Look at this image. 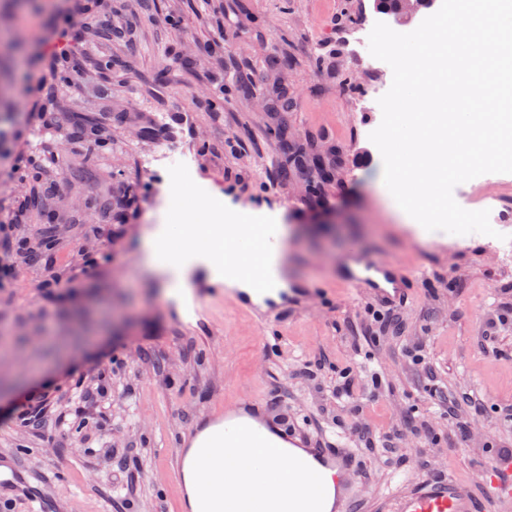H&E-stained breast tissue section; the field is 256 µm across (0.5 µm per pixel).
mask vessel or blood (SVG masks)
<instances>
[{
    "label": "vessel or blood",
    "instance_id": "b4317fda",
    "mask_svg": "<svg viewBox=\"0 0 512 512\" xmlns=\"http://www.w3.org/2000/svg\"><path fill=\"white\" fill-rule=\"evenodd\" d=\"M404 270L395 260H362L357 266L342 270L340 284L347 290L370 289L390 305L406 303L409 294L403 286ZM312 456L338 475L336 498L339 507L353 500L355 473L350 459L339 448H315ZM475 501L456 481L442 477L420 483L416 490L399 497L395 512H477Z\"/></svg>",
    "mask_w": 512,
    "mask_h": 512
}]
</instances>
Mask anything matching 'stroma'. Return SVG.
Masks as SVG:
<instances>
[{
	"label": "stroma",
	"mask_w": 512,
	"mask_h": 512,
	"mask_svg": "<svg viewBox=\"0 0 512 512\" xmlns=\"http://www.w3.org/2000/svg\"><path fill=\"white\" fill-rule=\"evenodd\" d=\"M76 14L64 27L60 19ZM393 30L414 23L379 15L373 0H96L76 12L75 0H0V178L28 154L56 153L52 217L61 226L54 254L65 287L20 262L6 242L26 183L0 190V256L11 285L0 289V322L22 341V360L0 362L11 382L0 396V466L20 467L25 483L10 493V512H182L171 460L180 441L216 421L225 398L257 404L283 434L304 448L341 447L356 466L350 512H389L394 500L433 476L456 480L481 512H512L492 499L482 474L500 449L512 448V321L495 322L512 304V263L499 264L489 239L473 234L460 250L447 237L421 240L389 208L383 163L364 134L376 119L363 107L365 65L351 66L340 40L365 19ZM68 45L86 61L85 74L60 82L46 43ZM287 63L285 86L295 107L290 138L329 148L335 171L319 192L303 167L277 177L281 157L270 130L271 57ZM107 57L111 71L96 62ZM251 96L237 92L239 84ZM45 85L44 111H32L30 90ZM223 97L224 109L211 102ZM96 118L110 146L87 162L64 136L79 118ZM163 141L205 163L193 180L164 171L165 191L193 198L221 195L240 211L282 213L288 228V290L269 302L270 316L210 296L212 275L196 267L187 304L168 298L144 274L140 237L170 224V206L153 208L145 157ZM103 197L109 217L90 207ZM106 233L86 237L84 224ZM412 266L411 296L387 324L388 305L369 293L338 289L346 251ZM421 346L425 365L410 356ZM369 390L379 372L382 422L351 410L334 392L342 370ZM111 375L112 422L82 438L58 414L79 378ZM456 398L461 440L441 415L429 384ZM32 391L50 395L55 412L35 428L9 418Z\"/></svg>",
	"instance_id": "35a3bbf8"
}]
</instances>
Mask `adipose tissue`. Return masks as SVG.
Listing matches in <instances>:
<instances>
[{
  "instance_id": "adipose-tissue-1",
  "label": "adipose tissue",
  "mask_w": 512,
  "mask_h": 512,
  "mask_svg": "<svg viewBox=\"0 0 512 512\" xmlns=\"http://www.w3.org/2000/svg\"><path fill=\"white\" fill-rule=\"evenodd\" d=\"M286 234L277 216L199 202L184 208L181 223L147 233L143 269L163 277L166 295L179 299L189 297L186 273L199 260L229 285L278 290ZM228 252L235 263H225ZM182 477L192 512H329L333 504L331 470L246 414L203 428L185 450Z\"/></svg>"
}]
</instances>
